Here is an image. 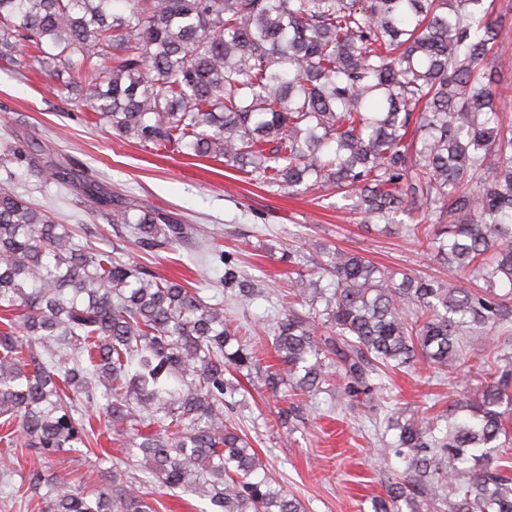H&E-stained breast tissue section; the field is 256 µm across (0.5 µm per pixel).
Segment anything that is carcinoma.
Returning <instances> with one entry per match:
<instances>
[{"label": "carcinoma", "mask_w": 512, "mask_h": 512, "mask_svg": "<svg viewBox=\"0 0 512 512\" xmlns=\"http://www.w3.org/2000/svg\"><path fill=\"white\" fill-rule=\"evenodd\" d=\"M485 0H0V62L38 63L49 88L120 140L222 160L267 187L336 192L387 221L431 209L406 232L476 288L401 275L331 246L303 258L270 324L276 363H256L224 299L91 247L0 186V448L32 457L15 493L42 512H157L152 488L202 512H306L225 410L230 374L289 391L281 427L317 399L331 368L354 401L424 361L449 376L468 333L512 328V92L491 55L507 14ZM22 158L0 150V170ZM45 180L78 187L134 241L168 248L196 228L30 155ZM330 279L322 286L323 278ZM234 300L266 296L224 271ZM324 326L328 335L317 334ZM454 408L390 410L379 462L402 470L375 512H512V356L482 360ZM104 422L94 427L88 408ZM112 486L94 494L50 472L104 434Z\"/></svg>", "instance_id": "obj_1"}]
</instances>
